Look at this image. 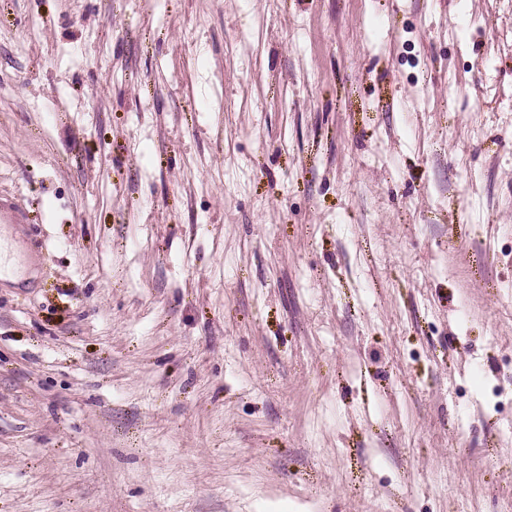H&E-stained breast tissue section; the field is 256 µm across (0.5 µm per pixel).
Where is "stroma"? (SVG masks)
<instances>
[{
  "mask_svg": "<svg viewBox=\"0 0 512 512\" xmlns=\"http://www.w3.org/2000/svg\"><path fill=\"white\" fill-rule=\"evenodd\" d=\"M0 512H512V4L0 0Z\"/></svg>",
  "mask_w": 512,
  "mask_h": 512,
  "instance_id": "35a3bbf8",
  "label": "stroma"
}]
</instances>
